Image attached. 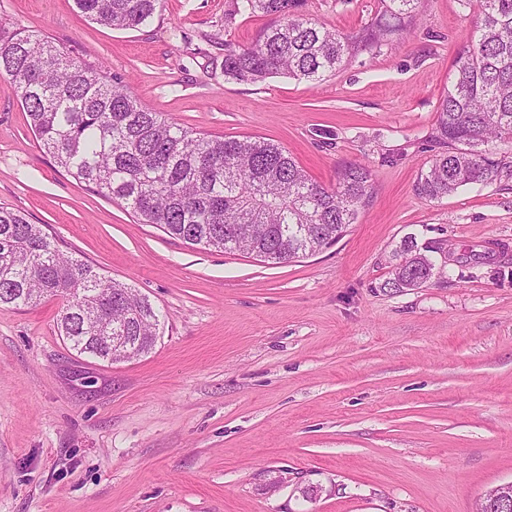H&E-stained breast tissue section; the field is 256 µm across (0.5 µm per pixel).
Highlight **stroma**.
<instances>
[{
	"label": "stroma",
	"mask_w": 512,
	"mask_h": 512,
	"mask_svg": "<svg viewBox=\"0 0 512 512\" xmlns=\"http://www.w3.org/2000/svg\"><path fill=\"white\" fill-rule=\"evenodd\" d=\"M382 9L304 7L346 32ZM0 22L103 63L190 130L278 143L326 185L350 164L373 179L354 224L314 255L191 247L57 167L0 76V205L164 316L149 354L110 364L57 335L59 300L0 306V512H474L512 482V175L415 193L444 150L436 106L473 14L424 0L405 42L317 85L225 77V46L273 22L233 0H164L132 29L74 0H0ZM408 242L441 274L384 288ZM309 484L322 491L306 500Z\"/></svg>",
	"instance_id": "1"
}]
</instances>
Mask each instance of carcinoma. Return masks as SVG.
I'll return each instance as SVG.
<instances>
[{"label": "carcinoma", "mask_w": 512, "mask_h": 512, "mask_svg": "<svg viewBox=\"0 0 512 512\" xmlns=\"http://www.w3.org/2000/svg\"><path fill=\"white\" fill-rule=\"evenodd\" d=\"M306 0H236L234 12L279 22L242 48L226 46L224 75L261 83L288 75L318 83L357 53H375L411 34L422 0H383L381 17L357 33L327 28L302 13ZM477 8L456 70L435 113L448 150L420 174L418 196L437 200L502 177L486 147L512 142V0H458ZM93 22L136 28L162 0H75ZM14 83L41 148L58 167L119 203L144 224L190 246L242 252L275 264L314 255L354 223L371 195L369 168L347 166L334 187L312 180L288 151L263 138L197 133L134 99L105 66L74 58L35 31L0 23V75ZM435 265L404 244L382 287L419 288ZM59 299L57 330L80 355L112 361L114 327L132 337L137 358L159 336V311L135 289L64 254L25 214L0 206V305Z\"/></svg>", "instance_id": "obj_1"}]
</instances>
